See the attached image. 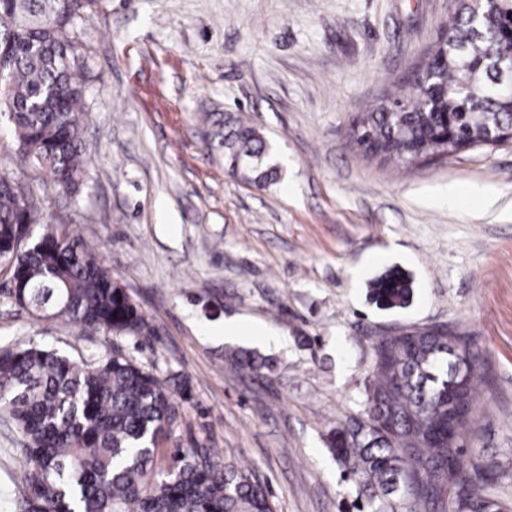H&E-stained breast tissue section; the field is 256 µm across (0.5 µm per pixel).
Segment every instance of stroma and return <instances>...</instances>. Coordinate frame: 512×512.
Segmentation results:
<instances>
[{
    "mask_svg": "<svg viewBox=\"0 0 512 512\" xmlns=\"http://www.w3.org/2000/svg\"><path fill=\"white\" fill-rule=\"evenodd\" d=\"M450 0H99L81 24L88 161L72 196L24 160L0 122V174L52 223L99 248L155 334L134 341L35 322L0 301V346L75 357L121 350L190 388L183 447L250 469L275 512H372L329 450L364 410L375 337L444 325L475 337L468 449L512 507V145L398 167L350 139L359 112L411 68ZM250 118L282 168L259 189L230 175L207 113ZM397 265L412 304L380 311L367 283ZM244 325L226 338L225 321ZM276 334L273 342L254 329ZM265 368L231 365L234 349ZM0 422V512L21 485Z\"/></svg>",
    "mask_w": 512,
    "mask_h": 512,
    "instance_id": "1",
    "label": "stroma"
}]
</instances>
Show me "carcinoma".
<instances>
[{"mask_svg":"<svg viewBox=\"0 0 512 512\" xmlns=\"http://www.w3.org/2000/svg\"><path fill=\"white\" fill-rule=\"evenodd\" d=\"M97 0H0V114L20 154L46 171L61 192L83 181L86 119L84 44L79 23ZM512 0H452L434 41L410 74L361 113L352 138L368 156L404 166L446 159L512 129L497 61ZM208 133L224 167L256 188L280 174L274 145L231 115ZM39 225L40 236L21 240ZM0 245L16 288L0 296L32 319L140 340L149 318L112 276L97 248L45 219L32 193L0 176ZM414 280L390 266L369 282L381 310L412 302ZM365 387V417L333 432L329 447L350 476L373 491L383 512L396 497L406 512H498L465 462L482 354L474 337L420 329L381 336ZM228 360L267 366L248 350ZM187 386L120 350L71 359L39 344L0 348V415L20 438L22 491L13 512H274L264 484L248 469L221 463L212 449L184 448ZM175 443L172 464L156 470L161 445Z\"/></svg>","mask_w":512,"mask_h":512,"instance_id":"cac0c4a2","label":"carcinoma"}]
</instances>
